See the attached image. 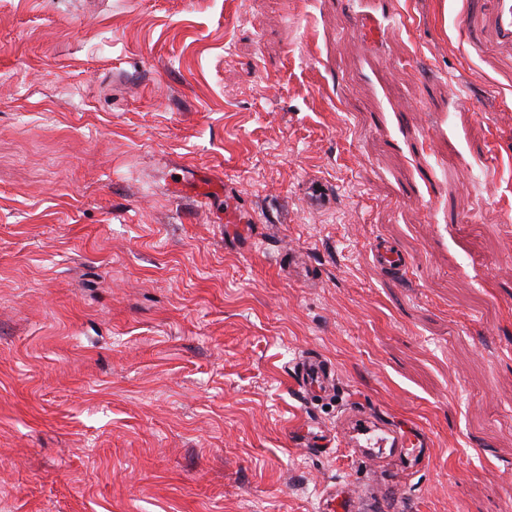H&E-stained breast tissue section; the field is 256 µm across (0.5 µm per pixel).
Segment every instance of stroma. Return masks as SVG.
Instances as JSON below:
<instances>
[{"mask_svg": "<svg viewBox=\"0 0 512 512\" xmlns=\"http://www.w3.org/2000/svg\"><path fill=\"white\" fill-rule=\"evenodd\" d=\"M358 409L429 460L300 444ZM337 483L512 512V0H0V512ZM374 259L380 268L388 274L401 275L407 269V263L403 260L397 251L390 246L376 241L372 246ZM331 368L318 357L305 358L300 362L298 377L308 397L321 396L327 389Z\"/></svg>", "mask_w": 512, "mask_h": 512, "instance_id": "stroma-1", "label": "stroma"}]
</instances>
